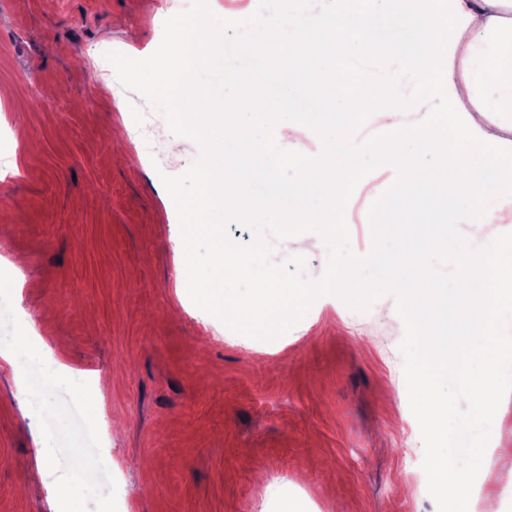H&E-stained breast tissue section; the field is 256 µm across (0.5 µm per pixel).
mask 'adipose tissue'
<instances>
[{"instance_id": "1", "label": "adipose tissue", "mask_w": 512, "mask_h": 512, "mask_svg": "<svg viewBox=\"0 0 512 512\" xmlns=\"http://www.w3.org/2000/svg\"><path fill=\"white\" fill-rule=\"evenodd\" d=\"M330 3V15L322 24H306L292 10L259 34L243 37L240 50L260 59L261 73L228 74L220 90L190 85L175 74L160 85L146 81L154 60L144 51H129L120 67L127 81L145 95L169 91L173 120L180 130L171 149L179 150L189 138L212 161L198 175L200 191L187 207V220L211 241L209 280L220 286L218 299L225 312L252 326L275 323L310 295L331 288H363L358 270L377 268L380 275L373 287L397 291L413 345L430 372L420 406L438 419L437 438L448 449L456 439L442 421L443 407L435 399L443 378L465 383L469 367L481 366L480 390L471 402L485 413L497 405V359L512 353V335L489 314L486 300L501 283H512V236L492 235L461 251L464 275L452 291L431 273L423 247L440 229L433 201L444 176L463 190L470 224H512V201L494 196L478 168L484 162L492 172L512 177V141L501 137L500 123L480 124L472 118L476 112H512V19L502 14L512 0H397L391 7L378 5L377 0ZM393 25L407 28L408 38L382 44L379 30ZM169 27L185 69L203 70L219 63L224 37L207 22L173 15ZM382 47L410 63L425 94L447 95V111H423L419 100L395 89L387 108L368 94L353 92L356 73L346 66V59H361ZM366 112L387 121L393 147L386 159L399 179L373 230L380 233L397 225L406 232L388 257L371 253L347 262L334 260L325 275L281 287L267 267L225 238L211 217L219 212L242 224H312L316 232L301 238V252L326 249L340 233L349 178L326 175L322 169L338 156L356 153V117ZM260 125L291 140L318 134L320 147L304 159L298 183L274 184L269 196L257 199L244 184L267 167L256 137ZM228 141L237 146V156H225ZM445 147L453 152L447 173L421 169L420 156ZM243 269L257 286L272 292L274 300L266 308L245 309L237 295L224 291L226 280ZM451 292L463 300L452 320L436 311L439 299ZM453 468L447 453L425 467L421 479L438 488L448 501V512H474L475 493L493 482V473L483 467L473 479L453 480Z\"/></svg>"}]
</instances>
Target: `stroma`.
<instances>
[{
	"mask_svg": "<svg viewBox=\"0 0 512 512\" xmlns=\"http://www.w3.org/2000/svg\"><path fill=\"white\" fill-rule=\"evenodd\" d=\"M297 7L321 21L328 0H0V154L21 175L0 179V269L13 278L21 323L41 337L49 366L106 387L115 425L102 459L117 483L118 512H448V502L408 475L410 454L428 466L439 453L418 398L426 371L392 290L342 288L308 298L287 320L249 327L225 315L205 292L210 242L191 236L185 203L211 164L193 141L169 152L176 132L169 101L125 84L118 97L96 78V51L116 57L149 49L158 72L178 53L167 19L203 18L224 34V65L195 73L220 89L228 71L257 67L239 55L243 35ZM360 91L382 83L417 87L401 58L380 52L362 72ZM150 115L158 151L144 158L112 139L119 117ZM373 152L347 158L356 173L333 248L345 255H389L394 236L371 224L396 176L377 152L381 122L361 128ZM259 137L276 180L301 177L298 160L317 138L291 145L275 130ZM448 240L428 247V265L447 286L458 253L479 231L450 205ZM226 238L258 253L276 279L293 284L325 270L324 252L302 254L300 224H239L215 215ZM189 239L188 277L176 252ZM19 361L0 359V512H52L43 484L24 487L42 439L21 390ZM448 429L512 441V418L495 424L455 379L442 380Z\"/></svg>",
	"mask_w": 512,
	"mask_h": 512,
	"instance_id": "1",
	"label": "stroma"
}]
</instances>
